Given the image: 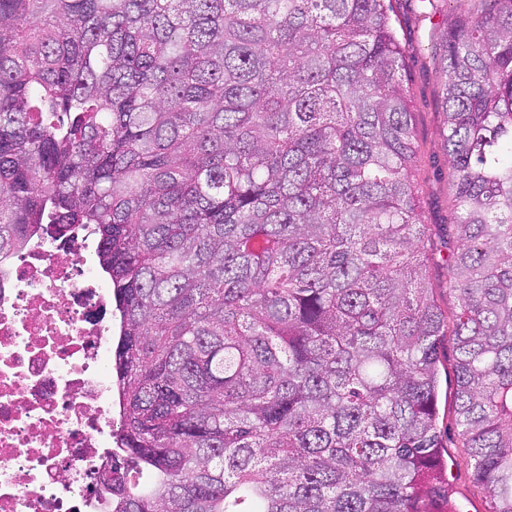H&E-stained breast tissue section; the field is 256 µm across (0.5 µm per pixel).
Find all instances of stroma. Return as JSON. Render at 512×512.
Listing matches in <instances>:
<instances>
[{
	"instance_id": "35a3bbf8",
	"label": "stroma",
	"mask_w": 512,
	"mask_h": 512,
	"mask_svg": "<svg viewBox=\"0 0 512 512\" xmlns=\"http://www.w3.org/2000/svg\"><path fill=\"white\" fill-rule=\"evenodd\" d=\"M396 35L406 53L405 83L413 112L418 166L419 206L429 227L425 240L433 255L428 276L437 305L452 313L458 297L448 286L449 226L454 218V187L443 147L444 114L439 95V59L431 49L436 37L460 16L457 0L434 9L428 0H391ZM439 443L448 463L446 488L455 512H489L490 499L476 484L474 460L458 433L454 413V386L442 384L437 421Z\"/></svg>"
}]
</instances>
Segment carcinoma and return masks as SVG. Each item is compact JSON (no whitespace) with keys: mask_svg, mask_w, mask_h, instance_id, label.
Wrapping results in <instances>:
<instances>
[{"mask_svg":"<svg viewBox=\"0 0 512 512\" xmlns=\"http://www.w3.org/2000/svg\"><path fill=\"white\" fill-rule=\"evenodd\" d=\"M391 0H0V254L98 238L112 512H454ZM444 30L455 412L512 512V0Z\"/></svg>","mask_w":512,"mask_h":512,"instance_id":"obj_1","label":"carcinoma"}]
</instances>
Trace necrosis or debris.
Segmentation results:
<instances>
[{"instance_id": "obj_1", "label": "necrosis or debris", "mask_w": 512, "mask_h": 512, "mask_svg": "<svg viewBox=\"0 0 512 512\" xmlns=\"http://www.w3.org/2000/svg\"><path fill=\"white\" fill-rule=\"evenodd\" d=\"M90 228L39 225L0 258V512H112L120 317Z\"/></svg>"}]
</instances>
